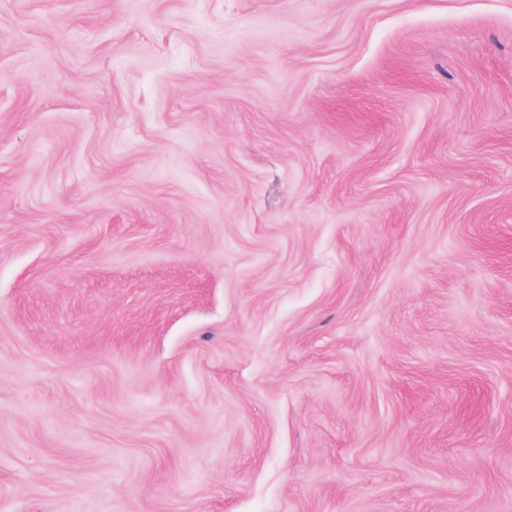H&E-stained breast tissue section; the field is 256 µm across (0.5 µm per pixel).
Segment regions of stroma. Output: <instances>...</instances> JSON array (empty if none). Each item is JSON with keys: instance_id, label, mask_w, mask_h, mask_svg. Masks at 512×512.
<instances>
[{"instance_id": "stroma-1", "label": "stroma", "mask_w": 512, "mask_h": 512, "mask_svg": "<svg viewBox=\"0 0 512 512\" xmlns=\"http://www.w3.org/2000/svg\"><path fill=\"white\" fill-rule=\"evenodd\" d=\"M0 512H512V0H0Z\"/></svg>"}]
</instances>
